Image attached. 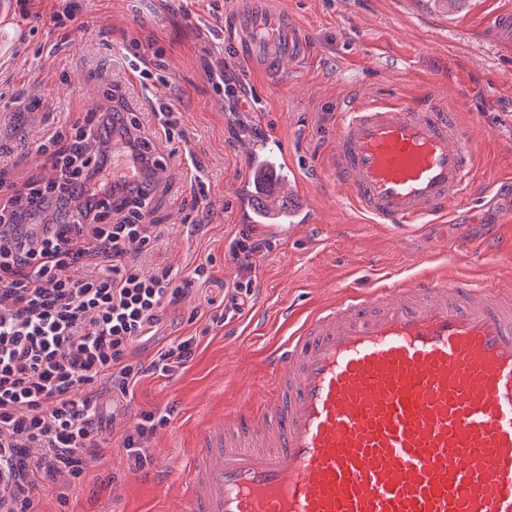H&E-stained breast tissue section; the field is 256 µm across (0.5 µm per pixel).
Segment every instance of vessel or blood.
Wrapping results in <instances>:
<instances>
[{
	"label": "vessel or blood",
	"mask_w": 512,
	"mask_h": 512,
	"mask_svg": "<svg viewBox=\"0 0 512 512\" xmlns=\"http://www.w3.org/2000/svg\"><path fill=\"white\" fill-rule=\"evenodd\" d=\"M249 0L235 59L274 71L298 26ZM239 217L307 230L304 184L277 130L243 134ZM470 135L438 101L350 102L330 159L372 224H432L468 200ZM437 273L298 316L264 360L269 386L208 424L184 512H512V289Z\"/></svg>",
	"instance_id": "b4317fda"
}]
</instances>
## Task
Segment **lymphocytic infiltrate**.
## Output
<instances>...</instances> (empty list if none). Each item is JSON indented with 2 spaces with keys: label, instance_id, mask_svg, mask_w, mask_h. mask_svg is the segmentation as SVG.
Segmentation results:
<instances>
[{
  "label": "lymphocytic infiltrate",
  "instance_id": "lymphocytic-infiltrate-1",
  "mask_svg": "<svg viewBox=\"0 0 512 512\" xmlns=\"http://www.w3.org/2000/svg\"><path fill=\"white\" fill-rule=\"evenodd\" d=\"M139 129L91 110L41 141L45 177L0 196V472L14 476L0 482V512H43L45 492L66 499L103 458L104 396L128 395L143 376L184 368L195 354V338L178 337L150 363L137 360L167 308L209 278L203 263L181 276L133 261L162 236L147 221ZM50 209L55 220L35 234ZM269 247L250 231L234 237L235 294L251 293L255 258Z\"/></svg>",
  "mask_w": 512,
  "mask_h": 512
}]
</instances>
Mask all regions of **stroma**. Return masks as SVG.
<instances>
[{
  "mask_svg": "<svg viewBox=\"0 0 512 512\" xmlns=\"http://www.w3.org/2000/svg\"><path fill=\"white\" fill-rule=\"evenodd\" d=\"M58 0H0V182L22 186L47 172L36 140L84 119L98 106L137 118L169 170L152 195L153 223L167 232L147 267L184 273L207 264L210 277L192 298L167 311L164 334L192 336L193 359L170 374L143 377L127 397L110 403L116 420L105 461L90 469L67 501L49 498L47 512H180L179 471L200 426L223 419L243 394L267 390L261 353L285 336L287 310L305 311L337 289L365 291L412 280L433 268L477 280L495 266L512 285V261L472 248L491 229L512 235V42L494 29L512 0H268L304 34V47L272 76L246 66L224 69V26L235 0H84L89 31L56 28ZM159 51L168 87L161 99L182 114L184 141L168 142L153 103L133 82L134 54ZM239 84L237 97L219 95L215 74ZM439 97L469 130L477 157L469 206L424 229L376 228L355 213L346 189L329 174L345 104ZM234 112L253 128H276L288 139L297 173L309 184L317 228L276 238L256 258L254 288L241 312L214 323L232 293L237 267L231 240L242 231L234 182L245 170ZM192 148L194 176L179 152ZM208 198L193 205L198 182ZM167 414L149 456L135 466L124 431L140 413Z\"/></svg>",
  "mask_w": 512,
  "mask_h": 512,
  "instance_id": "obj_1",
  "label": "stroma"
}]
</instances>
